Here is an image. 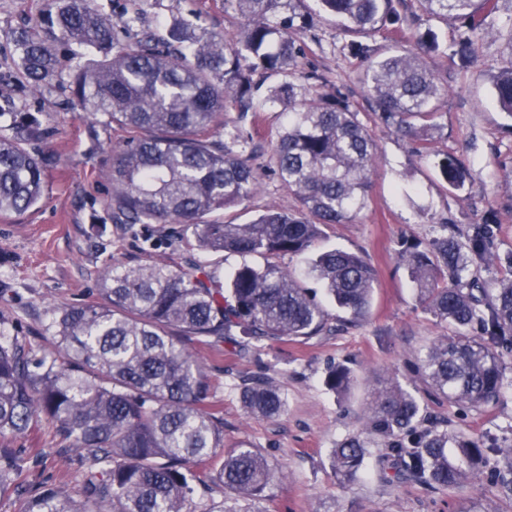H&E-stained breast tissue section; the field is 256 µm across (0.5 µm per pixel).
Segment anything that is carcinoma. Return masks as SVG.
<instances>
[{"label": "carcinoma", "mask_w": 512, "mask_h": 512, "mask_svg": "<svg viewBox=\"0 0 512 512\" xmlns=\"http://www.w3.org/2000/svg\"><path fill=\"white\" fill-rule=\"evenodd\" d=\"M405 0H320L350 37V54L367 62L361 83L374 116L419 147L441 131L438 101L446 74L425 56L447 47L430 21H464L484 29L497 0H415L410 49L378 53L357 40L400 25ZM224 11L244 20L234 45L197 32L186 19L162 31L135 30L143 13L117 20L92 0H49L40 23L12 32L15 63L32 96L57 87L89 112V134L99 124L128 133L110 148L112 191L106 210L115 224H182L196 249L242 257L227 287L190 259L165 263L111 262L100 276L104 303L52 307L44 353L36 357L23 336L0 333V498L15 496L18 512H196L194 500L215 488L223 497L201 512H265L285 472L258 449L224 448V419L207 404L212 385L198 350L240 334L260 344L319 336L330 314L275 259L310 252L328 224L354 221L368 206L379 160L369 128L347 97L299 83L303 53L298 32L312 14L305 0H224ZM94 54L82 64L58 47ZM281 81L263 91L255 75ZM501 109L512 118V65L494 80ZM228 103L253 113L247 131L225 118ZM288 112L272 136L270 172L299 201L295 213L266 207L253 220L218 218L251 202L260 191L250 164L263 113ZM0 214L22 215L47 190L59 157L43 144L47 130L30 112H1ZM441 178L462 190L467 170L448 154ZM490 230L473 225L466 241L437 239L425 249L398 250L417 297L451 334L416 354L421 378L446 399L484 407L512 385V278L487 287L472 267L496 259ZM309 274L336 306L357 321L369 315L376 273L362 255L332 249L317 255ZM351 370L334 366L325 384L347 390ZM253 418L286 412L281 389L268 378L239 387ZM47 422L67 448L80 450L77 496L46 481L23 485L20 474L40 454L11 441ZM368 437L352 435L330 452L333 473L350 481L364 468L371 438L392 461L387 482L411 480L432 488L457 487L498 457L500 485L512 495V448H487L476 439L424 426L417 399L398 383L375 389L364 422Z\"/></svg>", "instance_id": "cac0c4a2"}]
</instances>
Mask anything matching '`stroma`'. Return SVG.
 <instances>
[{"instance_id": "35a3bbf8", "label": "stroma", "mask_w": 512, "mask_h": 512, "mask_svg": "<svg viewBox=\"0 0 512 512\" xmlns=\"http://www.w3.org/2000/svg\"><path fill=\"white\" fill-rule=\"evenodd\" d=\"M46 4L47 0H0V106L11 102L36 113L43 127L51 130L48 144L61 158L48 173V191L39 207L20 216L0 214V331L27 337L37 351L43 347L50 307L100 301L98 275L109 261H162L176 267L191 254L222 280L241 262L237 255L197 251L191 232L179 224H115L108 219V163L101 146L121 139L122 131L101 125L97 138H90L83 110L68 103L61 90L33 98L16 89L12 33L25 22L38 21ZM96 4L115 18L142 8L145 26L154 30L195 13L228 44L235 41L241 24L237 15L225 13L224 0ZM309 7L316 12L315 27L297 37L304 49L301 81L323 93L348 95L380 155L368 208L353 222L325 227L315 249L337 247L363 254L376 269L377 282L364 321L346 322L339 311L331 331L308 340L260 347L227 341L202 351L214 401L224 416V444L248 443L286 473L273 498L264 502L265 512H464L489 499L496 500L500 512H512V500L496 493L492 462L476 479L447 490L413 481H380L378 474L389 463L376 448L352 482H339L329 465L331 449L362 430L370 395L383 380L398 382L415 394L429 421L489 446H512V388L497 404L474 409L448 402L418 380L415 351L447 334L449 327L419 304L396 259L401 244L425 245L446 231L461 236L470 225L486 224L497 259L479 266L477 277L487 284L512 277V267L505 262L512 253V119L497 107L492 85L493 77L512 65V39L500 31L503 17L512 15V0H499L497 14L478 35L472 64L462 67L448 57H432V64L448 73V92L439 101L444 130L423 153L374 120L358 80L360 58L346 50L335 16L320 11L316 0ZM443 153L466 167L464 189H452L440 179L435 163ZM252 164L261 176L260 192L250 203L227 210L226 218L244 223L268 206L296 210L295 196L269 173L268 143H261ZM332 365L351 370L347 392L334 393L325 386ZM258 376L280 386L287 399L282 418L245 415L237 388ZM21 444L45 453L42 464L24 472L26 481L45 480L77 491L80 474L73 460L78 453L71 448L58 455L50 425L30 432Z\"/></svg>"}]
</instances>
